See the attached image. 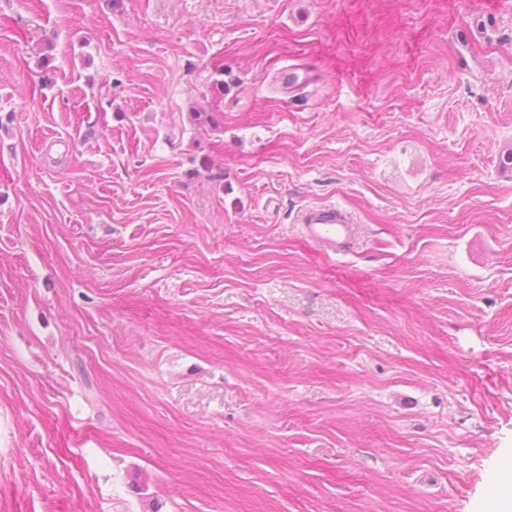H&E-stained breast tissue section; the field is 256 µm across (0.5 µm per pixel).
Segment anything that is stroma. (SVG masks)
Wrapping results in <instances>:
<instances>
[{
    "mask_svg": "<svg viewBox=\"0 0 512 512\" xmlns=\"http://www.w3.org/2000/svg\"><path fill=\"white\" fill-rule=\"evenodd\" d=\"M511 148L512 0H0V512H493ZM351 215L335 204L313 206L300 216L306 238L325 251H343L357 236L358 227Z\"/></svg>",
    "mask_w": 512,
    "mask_h": 512,
    "instance_id": "35a3bbf8",
    "label": "stroma"
}]
</instances>
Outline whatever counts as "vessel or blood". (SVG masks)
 <instances>
[{
    "label": "vessel or blood",
    "instance_id": "obj_1",
    "mask_svg": "<svg viewBox=\"0 0 512 512\" xmlns=\"http://www.w3.org/2000/svg\"><path fill=\"white\" fill-rule=\"evenodd\" d=\"M300 222L303 234L312 244L333 253L343 251L358 234L351 215L333 204L305 209Z\"/></svg>",
    "mask_w": 512,
    "mask_h": 512
}]
</instances>
